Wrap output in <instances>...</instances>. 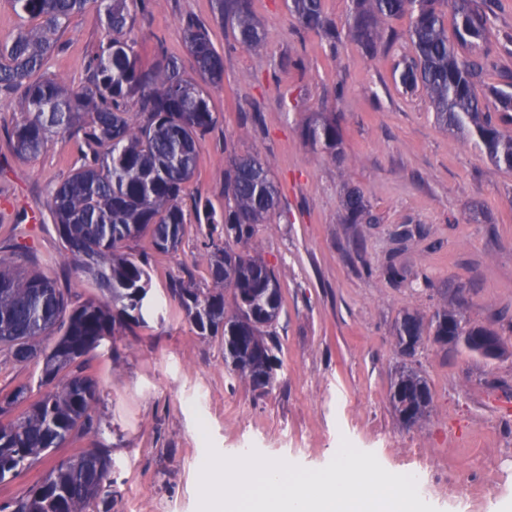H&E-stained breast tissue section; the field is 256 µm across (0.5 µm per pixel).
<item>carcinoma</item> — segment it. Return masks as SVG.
<instances>
[{
	"label": "carcinoma",
	"mask_w": 512,
	"mask_h": 512,
	"mask_svg": "<svg viewBox=\"0 0 512 512\" xmlns=\"http://www.w3.org/2000/svg\"><path fill=\"white\" fill-rule=\"evenodd\" d=\"M347 19L353 42L369 56L381 52V25L409 17L413 56L393 73L403 88L423 92L437 122L467 133L497 165L512 170V132L496 113L512 111V74L504 87L478 93L489 69L483 52L493 0H353ZM35 21L12 44L0 48V90L23 91V108L10 145L20 158L38 154L52 132L78 126L84 162L56 185L48 205L56 232L78 270L99 295L79 304L56 279L28 270L16 259L29 248L7 245L12 260L0 258V347L20 363L42 362L37 387L20 385L0 396V484L7 482L78 433L102 434L94 407L100 385L88 356L106 350L117 360L115 341L125 331L164 319L165 307L153 292L149 257L130 243L147 236L154 250H178L185 234L184 200L197 169L200 142L216 124L207 86L221 84L224 61L205 25H185L195 74L169 60L152 71L141 68L130 38L137 0H16ZM103 13L109 38L93 58L85 85L73 88L51 77H35L54 47V37L89 4ZM217 12L250 48L265 42L251 0H216ZM301 27L330 41L338 38L322 0H288ZM451 15L453 32L445 19ZM141 103L140 122L128 112ZM314 147L340 154L342 132L336 118L315 120L304 131ZM279 187L269 178V162L258 154L232 160L224 188V212L194 201L198 223L212 226L205 243L210 288L174 279L169 293L202 337L224 339V365L267 393L278 380L271 328L278 320L279 281L257 253L255 228L276 209ZM345 223L369 224L373 215L354 190L343 202ZM470 327L455 308L443 305L429 320L406 312L395 327L401 352H413L425 333L443 345L473 350ZM390 401L413 425L425 416L432 394L422 372L404 365L396 372ZM112 458L104 445L75 451L57 462L26 492L0 512H112L106 481Z\"/></svg>",
	"instance_id": "1"
}]
</instances>
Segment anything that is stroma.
<instances>
[{
	"label": "stroma",
	"instance_id": "35a3bbf8",
	"mask_svg": "<svg viewBox=\"0 0 512 512\" xmlns=\"http://www.w3.org/2000/svg\"><path fill=\"white\" fill-rule=\"evenodd\" d=\"M252 8L266 34L259 50L241 45L231 24L220 22L215 0H145L133 35L143 68L174 58L188 71L184 22L191 18L207 26L224 59L223 81L209 90L217 123L201 143L191 197L223 211L229 161L247 151L267 157L282 190L255 236L281 286L273 328L278 382L267 394L253 391L225 367L221 340L198 336L173 302L164 321L118 336L119 361L91 359L101 388L96 412L108 425L103 442L114 461L112 512H198L211 446L232 457L248 445L320 469L345 438L402 472L421 471L434 457L463 474L502 467L508 476L484 505L498 512L512 502V170L439 125L428 99L394 79L392 62L413 53L408 19L397 21L387 57L372 58L349 36L333 43L303 30L285 0H252ZM107 38L89 7L58 35L43 74L84 84ZM484 50L493 64L485 82L494 85L512 72V0H496ZM21 110V92L0 93V242L17 236L27 213H39L22 242L81 302L90 290L67 260L47 200L81 165L82 133L52 134L39 154L18 158L9 133ZM330 112L343 131L338 157L304 137L314 117ZM352 187L364 193L373 223H344L342 201ZM209 231L188 218L174 254L138 241L156 294L166 295L175 276L204 281ZM392 261L403 267V282L387 276ZM455 290L465 319L498 332L507 356L489 360L429 340L414 357L400 353L401 316H430ZM405 364L424 372L433 396L429 415L412 426L389 402ZM193 399L207 404L205 419L190 408ZM453 427L460 430L454 443ZM92 442L73 436L0 484V502L22 496Z\"/></svg>",
	"mask_w": 512,
	"mask_h": 512
}]
</instances>
